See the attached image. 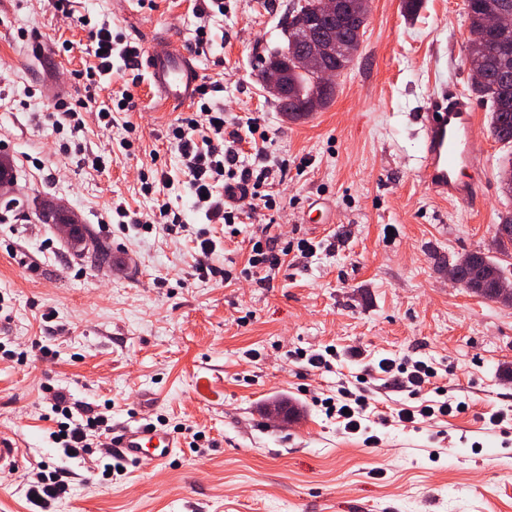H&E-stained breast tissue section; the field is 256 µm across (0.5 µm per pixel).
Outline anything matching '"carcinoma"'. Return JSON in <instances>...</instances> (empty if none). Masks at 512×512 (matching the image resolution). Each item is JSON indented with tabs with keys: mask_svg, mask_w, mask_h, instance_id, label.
Segmentation results:
<instances>
[{
	"mask_svg": "<svg viewBox=\"0 0 512 512\" xmlns=\"http://www.w3.org/2000/svg\"><path fill=\"white\" fill-rule=\"evenodd\" d=\"M312 0H294L288 9L284 21V34L287 38L298 35L300 26L309 29L326 28L332 20L328 17H318L311 10ZM512 12V0H468L467 18L470 30H483L481 40L468 45L471 65L483 73L480 83L470 84V91L478 99L490 103V133L495 141L509 146L512 144V85H504L497 73L501 64L512 66V29L487 30L485 22L489 15L498 12ZM345 51L336 56L328 57L325 64L336 67L337 74H342L356 55L362 42L364 32L360 24L351 22L345 32ZM298 47H293L288 55L276 51L267 62H276L286 72L288 82V98L276 100L280 111L291 120H300L314 112H319L329 106L334 91H327L316 84L318 70L301 69L295 62ZM499 183L504 194L512 197V155L507 156L500 166ZM37 218L43 224H68L69 236L77 248L87 247L92 250L91 259L95 262L104 261L109 254V246L98 241L90 228L83 224H75L62 212L51 206L45 207ZM491 249L501 255L512 254V213L501 217L496 225L491 243ZM464 287L472 293L487 300L512 307V293L502 295L498 292V283L507 280L501 265L489 260L481 253L461 255L454 262Z\"/></svg>",
	"mask_w": 512,
	"mask_h": 512,
	"instance_id": "obj_1",
	"label": "carcinoma"
}]
</instances>
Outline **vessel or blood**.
Instances as JSON below:
<instances>
[{"label": "vessel or blood", "mask_w": 512, "mask_h": 512, "mask_svg": "<svg viewBox=\"0 0 512 512\" xmlns=\"http://www.w3.org/2000/svg\"><path fill=\"white\" fill-rule=\"evenodd\" d=\"M138 67L159 104L185 110L200 95V71L184 43L169 34H156ZM420 140L421 166L418 176L435 197L471 205L483 196L486 185L481 158L470 147L477 113L471 102L459 95L434 99L422 113ZM179 442L169 431L150 422L125 424L112 432V450L126 462L135 464L151 459L166 464Z\"/></svg>", "instance_id": "1"}]
</instances>
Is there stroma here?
<instances>
[{
  "instance_id": "stroma-1",
  "label": "stroma",
  "mask_w": 512,
  "mask_h": 512,
  "mask_svg": "<svg viewBox=\"0 0 512 512\" xmlns=\"http://www.w3.org/2000/svg\"><path fill=\"white\" fill-rule=\"evenodd\" d=\"M291 2L224 0L220 14L203 13V0L75 2L134 45L164 31L191 47L208 28L213 47L194 57L206 100L239 122L260 118L287 164L275 231L313 246L290 252L262 285L195 274L197 236L216 244L211 265L239 270L251 226L230 235L183 194L184 166L165 138L177 115L153 104L138 71L86 98L87 31L60 20L50 0H0V157L13 163L17 201L0 203V434L24 450L21 468L0 473V512H37L21 487L44 462L71 472L72 494L54 512H512V424L490 422L512 410V307L448 278L458 256L488 252L512 212L498 181L511 151L481 119L487 189L472 208L439 201L418 177L420 114L443 90L470 92L465 0H421L411 15L403 0H370L333 103L299 121L256 78L259 58L285 45ZM62 71L84 102L75 135L49 120ZM124 93L135 110L99 122L109 96ZM129 122L137 138L127 150ZM160 169L171 186L143 193L142 178ZM317 198L330 211L314 229L303 212ZM45 201L89 225L111 263L91 267L39 223ZM165 201L183 232L122 224L112 211L121 202L149 220ZM328 348L332 371L300 359ZM403 357L435 368L436 386L465 411L399 422L409 391L379 365ZM342 384L385 411L371 426L377 446L325 416L322 400ZM57 388L110 404L113 424L162 418L203 437L165 467L147 459L105 479L53 448Z\"/></svg>"
}]
</instances>
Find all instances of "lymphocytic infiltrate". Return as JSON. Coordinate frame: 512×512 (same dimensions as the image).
Instances as JSON below:
<instances>
[{"mask_svg":"<svg viewBox=\"0 0 512 512\" xmlns=\"http://www.w3.org/2000/svg\"><path fill=\"white\" fill-rule=\"evenodd\" d=\"M52 6L61 19L87 28L91 53L96 58L95 65L90 68V76L102 78L111 75L118 60L127 65L134 62L135 47L126 44L123 36L113 32L109 24L95 26L89 16L76 15L72 0H52ZM268 141V133L259 119H249L242 126L229 121L223 111L213 110L206 104L172 124L169 145L179 154L187 171L183 192L193 199L198 208L204 209L209 223L230 227L240 223L246 210L278 212L285 208V201L274 192L273 186L281 181L286 164L269 152ZM220 181L228 186L249 185V204L238 201L225 205L223 196L215 192V185ZM250 241L247 263L235 275L229 271L219 272L218 268L205 264L204 257L212 253L214 243L207 238L201 240L199 247L203 257L196 262L197 272H208L214 276L220 274L229 282L236 276L251 278L256 271L272 273L284 266L289 248L279 245L269 225H256ZM383 370L393 381L405 380L412 386L414 404L399 409L400 421L413 423L452 413L453 407L448 401L428 400L423 395L425 387L431 385L435 377L431 367L420 362L412 364L403 358L386 362ZM52 401L54 412L60 413L64 421L51 437L54 443L60 444L67 458L84 459L94 448L100 447L103 436L111 433L112 417L107 408L88 402H72L69 393L61 389L54 392ZM322 406L327 416L339 419L345 431L357 433L362 429L369 402L342 388L336 396L324 399ZM65 475L62 469L36 472L23 485L26 499L40 507L42 512H47L53 502L71 493Z\"/></svg>","mask_w":512,"mask_h":512,"instance_id":"f902f5d3","label":"lymphocytic infiltrate"}]
</instances>
